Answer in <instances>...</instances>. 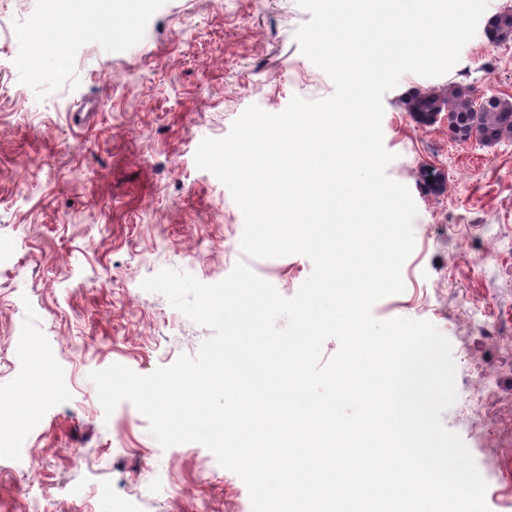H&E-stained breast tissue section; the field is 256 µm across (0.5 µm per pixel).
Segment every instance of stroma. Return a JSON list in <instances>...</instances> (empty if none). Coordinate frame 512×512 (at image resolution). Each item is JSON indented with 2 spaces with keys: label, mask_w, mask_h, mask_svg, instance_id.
<instances>
[{
  "label": "stroma",
  "mask_w": 512,
  "mask_h": 512,
  "mask_svg": "<svg viewBox=\"0 0 512 512\" xmlns=\"http://www.w3.org/2000/svg\"><path fill=\"white\" fill-rule=\"evenodd\" d=\"M0 512H252L248 489L198 443L162 448L128 401L105 415L91 371L146 375L211 334L142 281L175 269L205 284L247 261L284 297L312 271L300 254L248 258L243 214L198 168L249 106L333 94L296 40V0H114L96 36L34 54L44 0H0ZM462 86L512 100V44L484 29L437 77L403 74L383 96L386 173L416 204L404 290L375 319L425 320L450 342L455 403L441 415L512 512V138L458 141L418 123L414 91ZM441 174L425 193L422 169ZM40 376L45 393L24 399Z\"/></svg>",
  "instance_id": "stroma-1"
}]
</instances>
